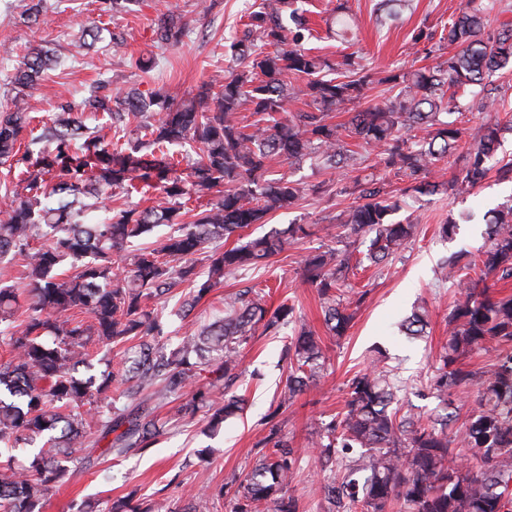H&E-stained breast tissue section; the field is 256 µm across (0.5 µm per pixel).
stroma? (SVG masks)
Returning <instances> with one entry per match:
<instances>
[{
  "label": "stroma",
  "mask_w": 512,
  "mask_h": 512,
  "mask_svg": "<svg viewBox=\"0 0 512 512\" xmlns=\"http://www.w3.org/2000/svg\"><path fill=\"white\" fill-rule=\"evenodd\" d=\"M254 2L139 0L130 12L107 15L101 13L98 0H42V11L34 19L29 11L32 0H0V61L6 64L0 72V106L19 108L46 120L59 102H79L92 86L101 83L115 89L158 90L176 99L186 97L203 81L223 73L229 64L226 47L240 30L241 15ZM378 3L349 0L355 26L350 40L342 42L335 36L336 0H303L313 30L308 47L335 62L353 56L375 75L383 70L434 65V58L426 54L427 42H414L412 36L421 29L441 36L459 0H402L397 14L385 20L379 17ZM169 13L182 17L186 24V33L175 47L155 41L158 19ZM87 27L100 28L101 38L93 48H78ZM39 44L55 49L59 63L47 71L35 89L16 94L11 84V64ZM142 60L150 62L149 71L139 68ZM345 146L360 156L358 165L345 171L326 169L311 160L293 166L285 162L274 165L276 173L292 180L334 185V192L308 195L294 209L270 216L268 227L273 229L311 225L310 237L290 243L265 266L225 278L188 319L173 315L180 305L179 298L168 294L155 302L157 308L172 313L171 336L177 339L221 314L225 292L246 286L266 289L268 310L284 304L294 306L295 317L304 320L327 347L328 360L316 390L298 396L288 411L276 413L286 378L282 349L294 327L284 325L275 336L257 333L240 354L243 376L237 392L246 399L242 416L225 422L219 435L211 439L202 433L207 422L204 413L179 417L174 404H167L160 411L167 424L146 453L117 461L107 454V441H98L88 449L90 466L53 489L43 512H84L90 505L96 512H108L113 499L131 493L140 501L164 497L183 505L202 488L214 493L208 512H227L216 492L232 477L255 466L256 444L268 433L263 420L270 413L282 434L293 437L301 450V467L293 481L297 512H326L327 504L319 493L323 475L310 451L317 439L310 419L342 412L346 382L369 366V350L376 345L387 351L396 374L407 382L402 393L405 407L416 413L436 410L439 401L426 382L448 338V314L461 282L480 275L479 269L470 268L458 280L445 281L439 277L437 265L453 252L466 250L475 256L484 249L487 238L483 213L512 195V181L500 180L497 173L500 166L512 160V133H504L486 178L465 193L453 183L454 176L461 173V163L451 164L437 192L420 194L409 190L408 180L390 178L379 162V150L350 137ZM371 176L390 179L392 190L401 200V212L412 215L416 231L404 250L379 266L366 260L368 240L353 245L354 256L362 265L350 270L348 281L367 297L347 334L336 341L327 335L315 288L302 279V260L308 251L325 244L324 227L336 224L338 215L353 202L350 190L354 181ZM462 212L471 214V221L460 224L453 238H441L440 224ZM265 228L254 225L250 231L260 235ZM417 304L427 308L429 324L424 336L410 340L399 333L397 324Z\"/></svg>",
  "instance_id": "stroma-1"
}]
</instances>
